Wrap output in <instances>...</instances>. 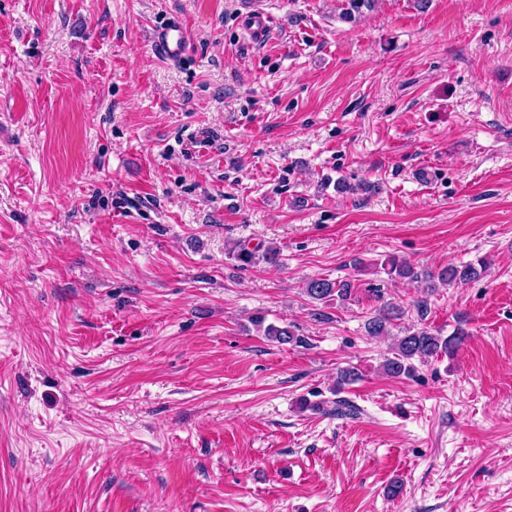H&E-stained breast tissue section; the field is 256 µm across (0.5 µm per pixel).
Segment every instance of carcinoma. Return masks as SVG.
<instances>
[{"mask_svg": "<svg viewBox=\"0 0 512 512\" xmlns=\"http://www.w3.org/2000/svg\"><path fill=\"white\" fill-rule=\"evenodd\" d=\"M348 7L340 14L344 20H354L363 10H371L377 0H347ZM234 258L243 266L256 263L261 259L269 264L278 262L279 251L275 247H267L261 255L247 248L243 244H237L232 249ZM487 267V260L479 258L476 262L465 263L460 266H446L438 273L429 276L428 288L435 289L437 285H451L466 283L479 278ZM387 274L394 278L416 279L418 272L405 260L391 257L387 260ZM306 294L313 300L323 301L335 296L341 300H347L352 294L351 283L344 280L329 281L327 279L313 278L306 283ZM398 316V309L383 305L378 313L367 320L365 330L370 336H383L387 334V326L390 320ZM465 320L458 319L453 332L447 336L433 333L426 328H418L407 331L399 337L392 348V356L385 359L383 369L391 377H411L417 367L414 361L424 362L439 356H452L458 350L468 336L464 328ZM264 335L271 341L279 344H289L300 341L290 327H278L270 324L264 329Z\"/></svg>", "mask_w": 512, "mask_h": 512, "instance_id": "1", "label": "carcinoma"}]
</instances>
